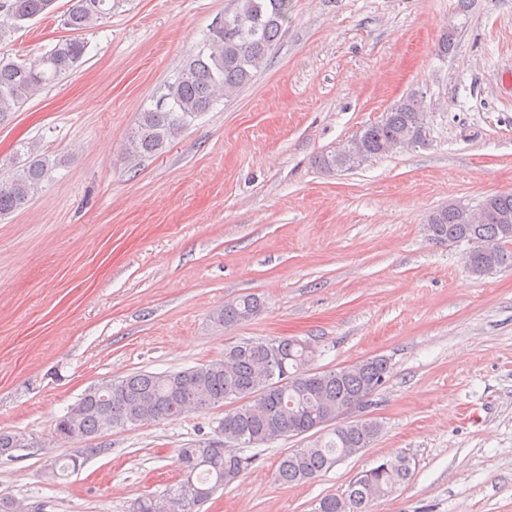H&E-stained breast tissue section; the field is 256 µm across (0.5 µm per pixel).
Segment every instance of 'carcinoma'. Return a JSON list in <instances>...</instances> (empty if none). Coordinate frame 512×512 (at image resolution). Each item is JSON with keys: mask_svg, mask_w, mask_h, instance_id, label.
<instances>
[{"mask_svg": "<svg viewBox=\"0 0 512 512\" xmlns=\"http://www.w3.org/2000/svg\"><path fill=\"white\" fill-rule=\"evenodd\" d=\"M55 0H0V40L29 21L53 10ZM291 0H237L235 10L214 25L198 52L182 64L168 93L154 107L140 113L125 144L126 153L142 158L162 153L196 118L210 111L224 95L252 79L262 69L288 22ZM112 12V0H72L64 24L82 31ZM85 53L84 42L65 39L44 55L23 60H0V123L18 111L46 85L65 78ZM428 112L420 97L412 95L382 118L363 127L337 149L318 157L326 174L356 169L401 148L424 144L415 137ZM57 166L45 154L29 151L22 164L0 174V218L26 205ZM429 235L437 242H465L490 246L485 254L467 259L476 275L512 267V192L491 194L473 208L451 202L426 218ZM263 303L248 294L224 305L217 321L224 325L247 320ZM314 354L302 340L292 337L244 341L224 349V355L186 370L154 374L138 372L103 390L93 389L61 417L54 434L59 440H81L100 432L106 422L114 428L150 421L176 420L188 412L202 413L226 401L238 406L219 421L218 438L193 443L178 451L181 479L161 496H144L132 512H197L224 484L240 476L253 458L238 455L235 447L272 443L288 433L315 439L281 457L276 479L283 483L316 477L372 445L381 426L374 419L355 425H336L341 408L364 403L374 384L390 369L383 356L361 365L326 371L308 369ZM21 433L0 431V456L13 455ZM103 448H80L61 466L53 462L51 474L75 469L85 456ZM410 466L400 458L386 459L359 472L341 496L320 499L315 512H370L372 503L404 482Z\"/></svg>", "mask_w": 512, "mask_h": 512, "instance_id": "cac0c4a2", "label": "carcinoma"}]
</instances>
